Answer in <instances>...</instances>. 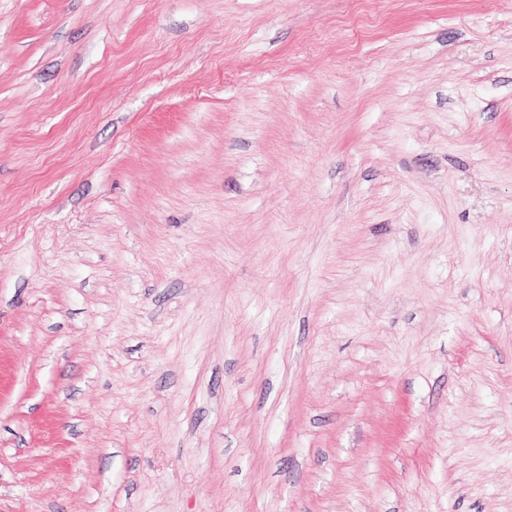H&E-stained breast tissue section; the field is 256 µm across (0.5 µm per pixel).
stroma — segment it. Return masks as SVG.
Segmentation results:
<instances>
[{
	"instance_id": "obj_1",
	"label": "stroma",
	"mask_w": 512,
	"mask_h": 512,
	"mask_svg": "<svg viewBox=\"0 0 512 512\" xmlns=\"http://www.w3.org/2000/svg\"><path fill=\"white\" fill-rule=\"evenodd\" d=\"M0 512H512V0H0Z\"/></svg>"
}]
</instances>
